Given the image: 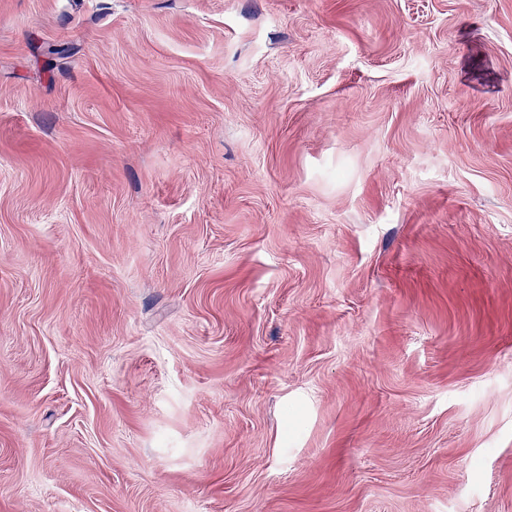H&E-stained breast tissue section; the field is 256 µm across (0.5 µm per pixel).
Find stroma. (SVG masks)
<instances>
[{
  "label": "stroma",
  "mask_w": 512,
  "mask_h": 512,
  "mask_svg": "<svg viewBox=\"0 0 512 512\" xmlns=\"http://www.w3.org/2000/svg\"><path fill=\"white\" fill-rule=\"evenodd\" d=\"M0 512H512V0H0Z\"/></svg>",
  "instance_id": "stroma-1"
}]
</instances>
